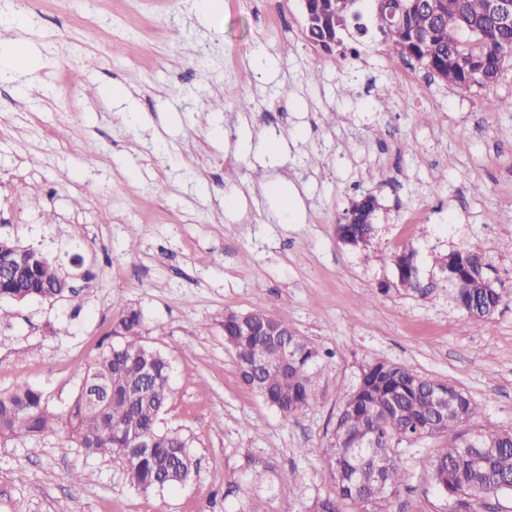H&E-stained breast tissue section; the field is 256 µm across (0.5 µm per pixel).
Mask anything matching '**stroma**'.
<instances>
[{
    "label": "stroma",
    "instance_id": "obj_1",
    "mask_svg": "<svg viewBox=\"0 0 512 512\" xmlns=\"http://www.w3.org/2000/svg\"><path fill=\"white\" fill-rule=\"evenodd\" d=\"M222 2L207 18L202 0H0L25 18L0 43L42 58L0 73V238L70 269L74 289L0 302V393L26 383L63 414L113 320L138 309L172 367L159 426L197 461L145 494L65 430L0 442V512H309L332 490L339 389L376 360L466 392L473 426L512 427V66L472 92L415 62L396 81L378 37L315 49L299 0ZM369 193L374 232L345 246L337 224ZM406 248L415 293L394 290ZM457 249L485 254L504 297L478 330L439 267ZM228 310L287 312L322 351L311 406L285 417L244 385ZM446 442L407 452L387 512H448L429 472Z\"/></svg>",
    "mask_w": 512,
    "mask_h": 512
}]
</instances>
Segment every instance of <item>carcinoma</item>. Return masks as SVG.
Wrapping results in <instances>:
<instances>
[{
	"instance_id": "carcinoma-1",
	"label": "carcinoma",
	"mask_w": 512,
	"mask_h": 512,
	"mask_svg": "<svg viewBox=\"0 0 512 512\" xmlns=\"http://www.w3.org/2000/svg\"><path fill=\"white\" fill-rule=\"evenodd\" d=\"M371 10V23L383 43L404 59L416 61L435 80L471 91L495 84L512 64V27L494 24L487 0H304V35L326 53L368 33L361 3ZM376 197L355 201L340 239L357 247L373 230ZM414 253L391 256L403 287L413 286ZM442 264L455 282L454 301L476 326L489 320L502 304L501 292L489 285V264L478 251L455 250ZM69 276L37 250L0 239V299L22 301L67 297ZM242 313H224V339L235 352L239 375L281 415L292 416L316 401L315 376L321 351L299 336L288 315L270 317L288 333L294 358L283 362L275 337L246 334ZM142 317L131 307L113 321L110 341L82 378L78 393L63 416L48 409L43 393L28 384L0 394V439L41 436L59 423L88 455L118 454L126 461L130 484L144 493L182 484L193 474L192 441L159 427L167 405L171 366L159 351L144 344ZM109 384L111 416L86 406L88 387L97 379ZM476 402L443 381L427 378L405 365L378 360L360 368L357 383L340 391V404L322 466L333 493L314 500L310 512H382V505L403 485L408 449L424 437L448 435L430 464L431 479L448 499V512H477L488 501L512 497V429L471 428ZM379 435L381 445L359 454L339 447L342 438ZM153 447L132 451L134 440Z\"/></svg>"
}]
</instances>
